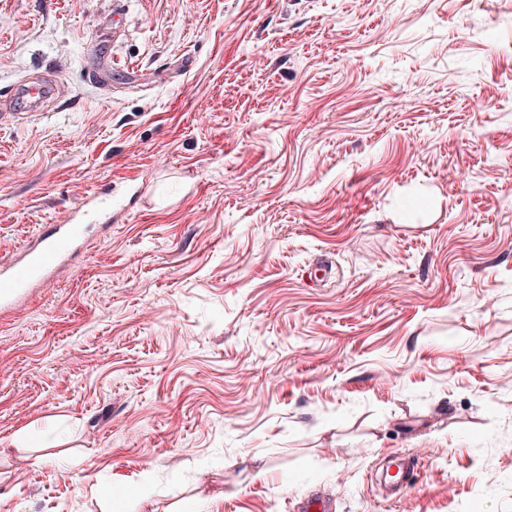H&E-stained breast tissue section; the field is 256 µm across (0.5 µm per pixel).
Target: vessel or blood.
<instances>
[{"instance_id":"b4317fda","label":"vessel or blood","mask_w":512,"mask_h":512,"mask_svg":"<svg viewBox=\"0 0 512 512\" xmlns=\"http://www.w3.org/2000/svg\"><path fill=\"white\" fill-rule=\"evenodd\" d=\"M54 91L55 83L50 79L21 82L15 96L0 101V115H16L18 103H37L53 96ZM103 206L99 196H86L80 207L66 210L58 223L46 225L37 239L24 244L9 261L0 264L1 314L10 311L27 291L49 279L71 257L84 221Z\"/></svg>"}]
</instances>
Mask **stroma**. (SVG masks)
I'll return each instance as SVG.
<instances>
[{
	"instance_id": "obj_1",
	"label": "stroma",
	"mask_w": 512,
	"mask_h": 512,
	"mask_svg": "<svg viewBox=\"0 0 512 512\" xmlns=\"http://www.w3.org/2000/svg\"><path fill=\"white\" fill-rule=\"evenodd\" d=\"M28 77L0 262L112 217L0 315V512H512V0H0ZM54 86L55 81L50 79L40 82L22 81L16 93L9 98L6 97L0 103V117L4 118L19 114L20 112H17L16 107L18 100H21V103L31 105L53 96Z\"/></svg>"
}]
</instances>
